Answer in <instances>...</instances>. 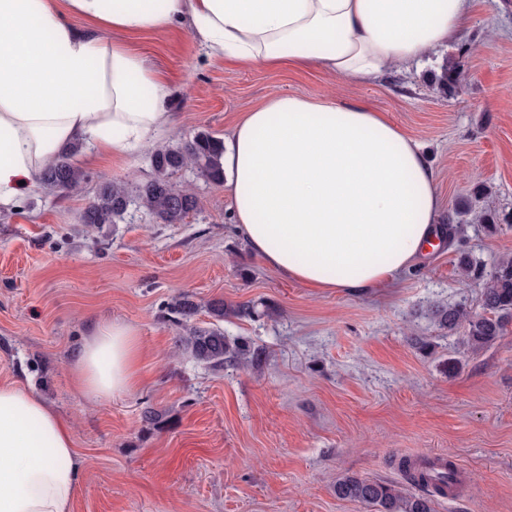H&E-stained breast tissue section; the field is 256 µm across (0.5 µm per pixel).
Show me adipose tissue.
<instances>
[{
    "instance_id": "1",
    "label": "adipose tissue",
    "mask_w": 512,
    "mask_h": 512,
    "mask_svg": "<svg viewBox=\"0 0 512 512\" xmlns=\"http://www.w3.org/2000/svg\"><path fill=\"white\" fill-rule=\"evenodd\" d=\"M473 0H0V208L64 148L126 155L174 122L164 74L118 40L189 21L208 56L313 67L370 84L459 39ZM234 222L281 275L362 294L412 267L441 202L421 144L383 115L276 96L243 115L222 158ZM131 327L95 326L71 371L93 398L130 392ZM82 466L35 390L0 385V512H70Z\"/></svg>"
}]
</instances>
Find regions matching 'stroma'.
<instances>
[{"label":"stroma","mask_w":512,"mask_h":512,"mask_svg":"<svg viewBox=\"0 0 512 512\" xmlns=\"http://www.w3.org/2000/svg\"><path fill=\"white\" fill-rule=\"evenodd\" d=\"M131 43L167 77L177 123L160 147L201 131L228 139L276 95L360 105L421 143L452 239L392 287L322 291L270 269L238 233L228 191L193 168L171 176L197 199L184 223L140 210L83 224L100 183L133 186L154 169L148 150L94 162L78 152L90 176L80 191L42 187L0 212V384L33 387L68 425L82 461L71 512H370L337 498V480L402 487L398 459L426 452L471 481L436 512H512V326L476 351L433 314L458 303L480 312L484 281L512 260V0H474L470 28L438 61L375 84L216 60L185 22ZM453 59L462 88L446 95L432 76ZM181 293L199 304L201 328L215 298L268 306L223 323L258 359L214 369L180 348L167 305ZM101 322L135 331L139 383L91 400L70 372Z\"/></svg>","instance_id":"35a3bbf8"}]
</instances>
